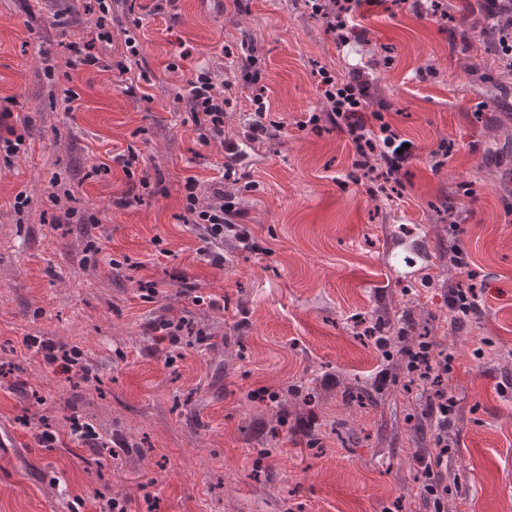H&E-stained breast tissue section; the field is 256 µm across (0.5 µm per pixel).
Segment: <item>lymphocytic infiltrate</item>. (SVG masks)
<instances>
[{"instance_id": "f902f5d3", "label": "lymphocytic infiltrate", "mask_w": 512, "mask_h": 512, "mask_svg": "<svg viewBox=\"0 0 512 512\" xmlns=\"http://www.w3.org/2000/svg\"><path fill=\"white\" fill-rule=\"evenodd\" d=\"M312 17L321 21L326 33L332 34L337 43L349 44L365 39L364 31L355 21L362 0H304ZM323 95L329 109L324 116H311V123L328 121L332 128L345 135L355 146L359 169L369 171L371 181L387 184L393 175L414 156L404 138L385 121L378 111H369L370 79L364 65L352 67L346 80H336L328 71H321ZM187 104L199 129L201 141H220L224 138V93L213 81L207 70H198L188 82ZM197 180L188 177L185 184L186 211L195 224L204 229L203 240L210 245L224 241L225 231H234L244 245L252 247L249 230L236 221L237 210L230 204H218L205 210L197 209L195 190ZM409 371L414 378L428 381L433 392L428 409L439 432L435 439L438 451L424 465L425 482L421 492L432 502L434 512H446L448 478L442 467L448 456V445L442 433L455 413L457 401L449 396L444 385L448 376V355L439 350L435 339L429 338L410 350Z\"/></svg>"}]
</instances>
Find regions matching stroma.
I'll return each instance as SVG.
<instances>
[{
    "instance_id": "obj_1",
    "label": "stroma",
    "mask_w": 512,
    "mask_h": 512,
    "mask_svg": "<svg viewBox=\"0 0 512 512\" xmlns=\"http://www.w3.org/2000/svg\"><path fill=\"white\" fill-rule=\"evenodd\" d=\"M151 3L109 0L96 68L68 48L96 0H0V99L30 121L19 153L0 154V512H101L115 495L128 512H430L417 460L435 453L432 388L409 383L399 344L384 354L357 336L378 316L424 327L453 357L450 512H512V150L488 132L512 125V94L483 81L495 57L468 22L480 0H444L445 25L369 7L366 43L345 47L303 0ZM371 55L383 115L416 147L390 198L355 181L346 136L305 125L324 109L320 70L342 80ZM201 67L224 85L220 142L199 139L184 101ZM260 87L278 131L252 143ZM227 140L245 156L226 180ZM131 150L129 179L117 157ZM191 175L198 209L223 190L256 250L228 231L223 266L208 262L184 221ZM464 285L482 313L457 321L448 296ZM162 318L207 338L171 345L152 329ZM27 336L79 347L91 379ZM357 383L374 404L347 405ZM74 415L103 449L72 437ZM43 421L55 447L35 438Z\"/></svg>"
}]
</instances>
